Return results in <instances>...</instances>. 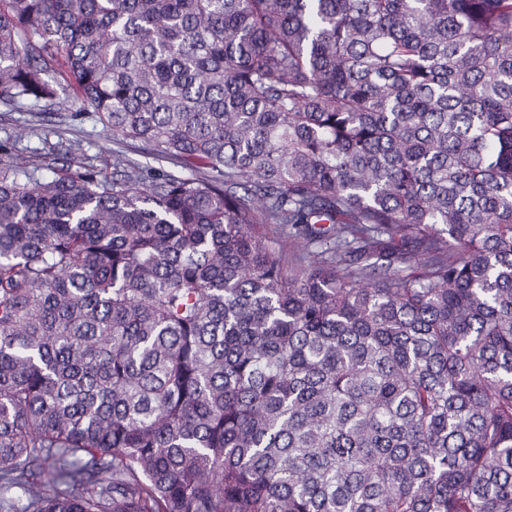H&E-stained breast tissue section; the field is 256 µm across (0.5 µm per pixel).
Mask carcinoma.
<instances>
[{
    "instance_id": "1",
    "label": "carcinoma",
    "mask_w": 512,
    "mask_h": 512,
    "mask_svg": "<svg viewBox=\"0 0 512 512\" xmlns=\"http://www.w3.org/2000/svg\"><path fill=\"white\" fill-rule=\"evenodd\" d=\"M62 92L188 173L0 159V512H512V0H0Z\"/></svg>"
}]
</instances>
